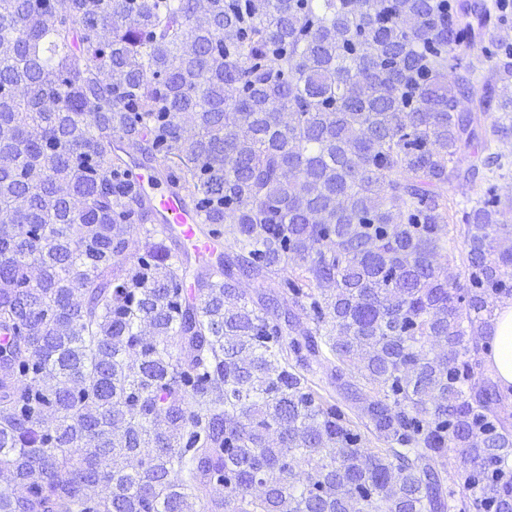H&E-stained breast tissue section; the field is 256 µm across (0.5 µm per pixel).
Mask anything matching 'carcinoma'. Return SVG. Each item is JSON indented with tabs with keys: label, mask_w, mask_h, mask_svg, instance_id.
I'll return each mask as SVG.
<instances>
[{
	"label": "carcinoma",
	"mask_w": 512,
	"mask_h": 512,
	"mask_svg": "<svg viewBox=\"0 0 512 512\" xmlns=\"http://www.w3.org/2000/svg\"><path fill=\"white\" fill-rule=\"evenodd\" d=\"M503 2L0 0V512L512 504ZM140 182L153 204L164 218L165 224L175 228L182 244L192 251L196 263L208 266L212 262L213 249L199 232L203 217L199 212L189 210L182 200L174 195L166 184L156 181L149 172L141 173ZM462 246L459 242L450 243L445 245V249L441 251L439 262L445 268V272L448 275V280L455 284H464V267L461 260ZM505 303V302H503ZM498 304V307L503 304ZM487 336H492V351L488 356V365L496 375L502 387L512 386V304L496 310Z\"/></svg>",
	"instance_id": "carcinoma-1"
}]
</instances>
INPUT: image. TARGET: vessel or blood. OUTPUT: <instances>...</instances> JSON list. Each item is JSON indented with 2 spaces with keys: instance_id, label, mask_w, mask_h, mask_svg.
Masks as SVG:
<instances>
[{
  "instance_id": "obj_1",
  "label": "vessel or blood",
  "mask_w": 512,
  "mask_h": 512,
  "mask_svg": "<svg viewBox=\"0 0 512 512\" xmlns=\"http://www.w3.org/2000/svg\"><path fill=\"white\" fill-rule=\"evenodd\" d=\"M140 182L151 197L156 209L166 224L175 228L184 246H187L197 264L207 266L212 262L213 249L199 232L203 217L199 212L189 210L182 200L174 195L166 184L156 181L149 172H142Z\"/></svg>"
}]
</instances>
